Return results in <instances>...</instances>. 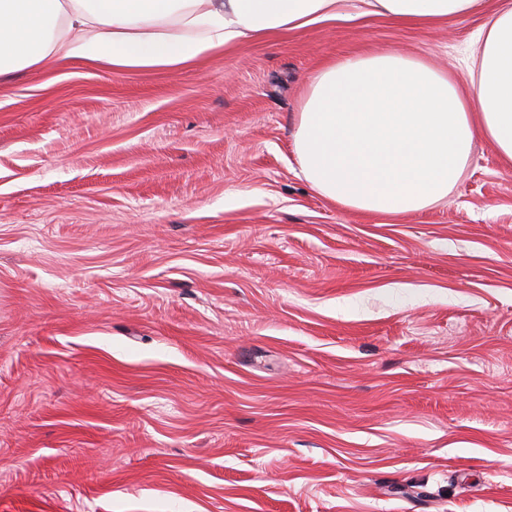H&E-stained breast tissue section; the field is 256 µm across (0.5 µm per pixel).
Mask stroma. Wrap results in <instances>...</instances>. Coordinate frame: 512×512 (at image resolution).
<instances>
[{"label": "stroma", "instance_id": "1", "mask_svg": "<svg viewBox=\"0 0 512 512\" xmlns=\"http://www.w3.org/2000/svg\"><path fill=\"white\" fill-rule=\"evenodd\" d=\"M485 2L0 82V512H512V166L384 214L294 152L328 61L468 83Z\"/></svg>", "mask_w": 512, "mask_h": 512}]
</instances>
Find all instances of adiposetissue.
Wrapping results in <instances>:
<instances>
[{"mask_svg": "<svg viewBox=\"0 0 512 512\" xmlns=\"http://www.w3.org/2000/svg\"><path fill=\"white\" fill-rule=\"evenodd\" d=\"M482 0H0V79L52 58L118 72L183 66L280 29L348 9L430 21ZM512 165V0H499L478 53V79L399 54L332 62L311 79L294 135L297 163L320 193L358 210L398 213L447 196L476 135Z\"/></svg>", "mask_w": 512, "mask_h": 512, "instance_id": "obj_1", "label": "adipose tissue"}]
</instances>
